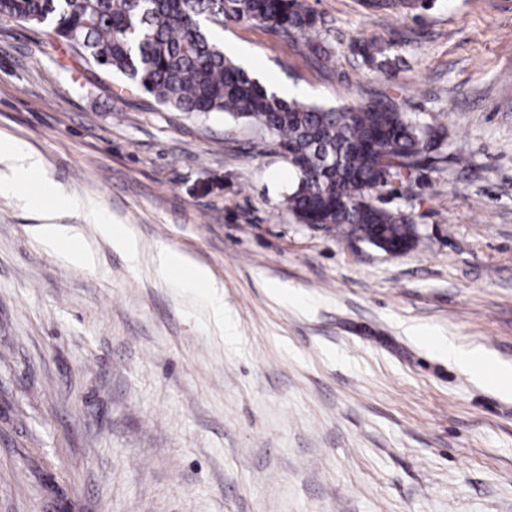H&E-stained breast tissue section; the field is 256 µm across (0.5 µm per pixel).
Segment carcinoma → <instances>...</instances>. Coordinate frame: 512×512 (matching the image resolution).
<instances>
[{
	"mask_svg": "<svg viewBox=\"0 0 512 512\" xmlns=\"http://www.w3.org/2000/svg\"><path fill=\"white\" fill-rule=\"evenodd\" d=\"M426 0H374L378 11L425 7ZM0 16L47 25L96 66L116 73L162 106L224 112L271 133L294 171L284 199L299 224L405 254L420 240L410 219L374 202L414 173L467 162L445 137L375 102L324 108L286 101L225 56L207 24L244 22L314 43L317 17L303 0H0Z\"/></svg>",
	"mask_w": 512,
	"mask_h": 512,
	"instance_id": "1",
	"label": "carcinoma"
}]
</instances>
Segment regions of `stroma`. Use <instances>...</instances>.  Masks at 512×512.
Returning <instances> with one entry per match:
<instances>
[{
  "label": "stroma",
  "mask_w": 512,
  "mask_h": 512,
  "mask_svg": "<svg viewBox=\"0 0 512 512\" xmlns=\"http://www.w3.org/2000/svg\"><path fill=\"white\" fill-rule=\"evenodd\" d=\"M304 2L318 48L237 22L213 39L299 100H383L465 147L413 196L380 192L420 231L408 253L296 223L290 166L248 122L160 106L0 17V142L139 242L133 266L43 200L94 254L74 267L0 195V512H512V389L437 347L512 367V0ZM163 246L211 271L223 317L156 272Z\"/></svg>",
  "instance_id": "obj_1"
}]
</instances>
